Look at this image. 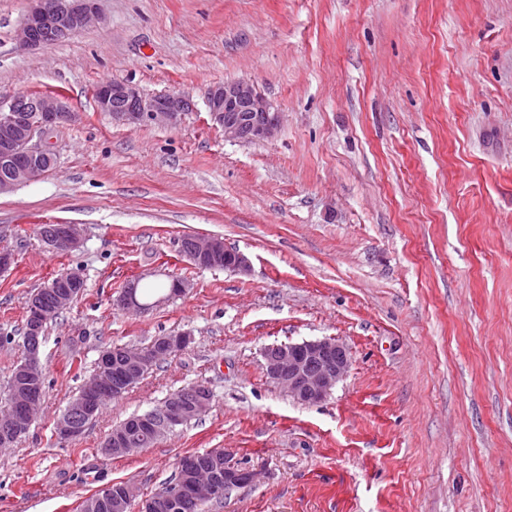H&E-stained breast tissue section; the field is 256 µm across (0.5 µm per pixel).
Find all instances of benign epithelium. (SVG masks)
<instances>
[{
    "mask_svg": "<svg viewBox=\"0 0 512 512\" xmlns=\"http://www.w3.org/2000/svg\"><path fill=\"white\" fill-rule=\"evenodd\" d=\"M28 8L18 29L20 46L37 50L56 43V36L75 33L99 17L97 0H29ZM95 99L102 112L111 115L112 122L136 125L145 122L175 125L189 110L190 101L182 94L169 93L153 98L143 97L139 90L127 83L113 82L100 85ZM207 107L211 120L224 130V138L236 142H260L273 138L281 126V113L275 105L257 91L248 80H230L208 89ZM71 113L57 97L30 98L22 93L0 96V157L12 163L9 176L0 179V194L10 192L21 182H34L51 170L55 153L51 139L60 124L70 120ZM39 234L54 252L72 251L82 242V231L77 224H42ZM182 253L197 262L224 260V268L244 272L248 260L242 253L224 247L219 237H185ZM138 281L128 284L120 297L126 309L142 310L135 288ZM43 290L51 294L53 304L45 306L33 301L28 307L25 345L29 359L18 372L12 390L13 402L0 414V447H9L28 432L41 406L42 370L38 354L42 345L41 324L52 309L68 303L67 294L50 281ZM191 343V335L158 338L159 347L142 349L116 346L103 352L100 364L108 367L114 363L123 369V379H136L142 369L158 355L159 349L167 353L181 351ZM266 374L285 386L299 402L314 404L324 400L349 366V351L334 339L324 338L302 343L271 345L263 352ZM109 391L106 378L94 374L84 384V394L72 399L56 423V433L63 440H73L81 435L83 422L88 415L90 401ZM211 392L204 385L188 386L175 397L167 399L164 407L148 412L140 421L150 425L153 433L163 435L181 424L189 414L199 415L209 408ZM133 445L122 431H115L105 445V452L122 456ZM180 469L192 475L190 486L173 483L162 504L143 503V512H158L172 502H179L193 509L219 498L225 484L203 459L189 456L180 461ZM136 495V490L125 485L118 492L108 485L101 490L100 498H108L113 512H123L124 504Z\"/></svg>",
    "mask_w": 512,
    "mask_h": 512,
    "instance_id": "obj_1",
    "label": "benign epithelium"
}]
</instances>
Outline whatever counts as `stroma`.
<instances>
[{"label":"stroma","mask_w":512,"mask_h":512,"mask_svg":"<svg viewBox=\"0 0 512 512\" xmlns=\"http://www.w3.org/2000/svg\"><path fill=\"white\" fill-rule=\"evenodd\" d=\"M28 0H0V95L75 112L56 165L0 195V406L25 358L26 304L58 272L83 293L45 330L42 409L0 447V512H80L133 485L129 512L184 455L254 471L206 512H512V0H99V22L35 51ZM246 79L282 114L264 142L225 140L206 107ZM189 96L174 127L123 126L94 91ZM77 224L55 253L42 224ZM223 238L247 272L195 266ZM188 282L145 310L129 282ZM189 346L112 400L77 439L55 421L115 344ZM334 338L344 378L305 405L268 378L272 344ZM207 385L198 419L112 457L113 427ZM182 253L193 261H220L224 254V266H209L194 263L199 267H224V269L244 272L248 268V260L242 253L224 248V241L219 237L201 238L196 236L184 237ZM174 279L169 283V285H153L148 288H136L138 281H132L128 284L126 287L124 293L120 297V304L126 308V309H135V310H142L145 309L144 306H142L138 299L140 300V294L139 290H143V295H154L159 292H164V290H168L167 295H169L174 288ZM135 288H136V295H135ZM188 288V284L186 282L184 283H178L177 288H174L173 292L171 294H183L186 292ZM137 296V297H136ZM138 298V299H137Z\"/></svg>","instance_id":"1"}]
</instances>
